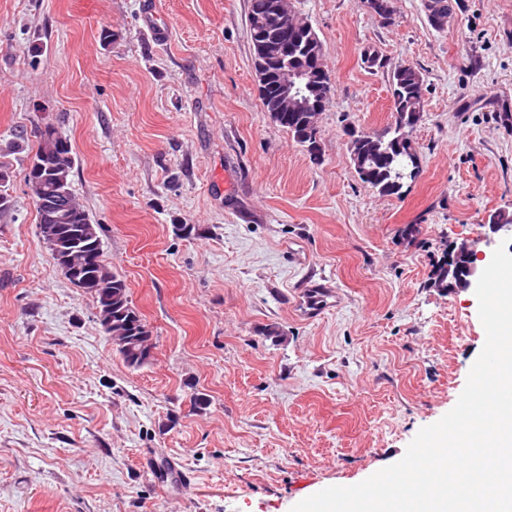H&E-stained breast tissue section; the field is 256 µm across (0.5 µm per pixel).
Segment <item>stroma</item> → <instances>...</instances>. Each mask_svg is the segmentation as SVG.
Returning a JSON list of instances; mask_svg holds the SVG:
<instances>
[{
	"label": "stroma",
	"instance_id": "35a3bbf8",
	"mask_svg": "<svg viewBox=\"0 0 512 512\" xmlns=\"http://www.w3.org/2000/svg\"><path fill=\"white\" fill-rule=\"evenodd\" d=\"M291 3L332 79L318 163L263 109L248 0H0V512H291L455 406L486 335L474 289L430 278L512 214V0H457L440 28L424 0L387 22ZM404 64L419 174L383 196L346 128L393 127ZM49 123L152 331L142 367L38 234L24 174ZM421 78L415 69L399 71L394 69L390 90L393 99V112H423L424 100Z\"/></svg>",
	"mask_w": 512,
	"mask_h": 512
}]
</instances>
